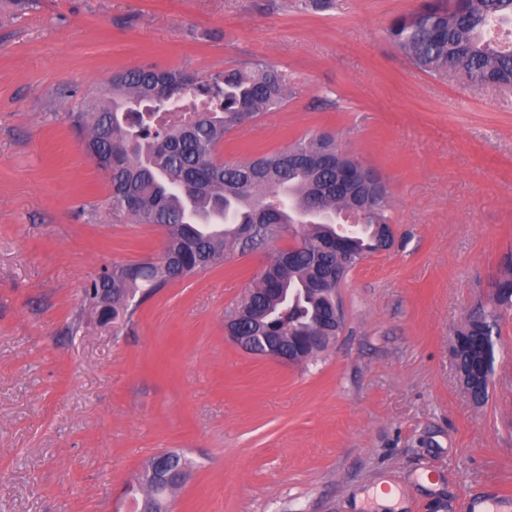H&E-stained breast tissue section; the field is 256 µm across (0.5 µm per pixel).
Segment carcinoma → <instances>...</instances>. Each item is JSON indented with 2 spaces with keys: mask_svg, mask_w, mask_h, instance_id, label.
<instances>
[{
  "mask_svg": "<svg viewBox=\"0 0 512 512\" xmlns=\"http://www.w3.org/2000/svg\"><path fill=\"white\" fill-rule=\"evenodd\" d=\"M497 23L512 25V0H424L395 18L386 36L430 75L512 90V41L504 47L489 37ZM288 85L286 72L261 61L203 79L143 66L112 74L108 94L87 96L69 113L83 152L110 165L112 213L165 231L159 260L114 264L112 273L88 279L84 307L116 328L161 288L224 260L227 249L258 250L288 232L297 246L275 253L226 329L251 354L278 342L297 364L328 348L344 324L339 288L391 228L389 187L359 159L337 156L335 139L324 134L244 162L220 159L226 135L283 107ZM342 213L355 229L346 230L338 254ZM504 266L494 308L457 331L456 366L478 406L489 397L500 310L512 309V256ZM101 288L110 289V311L99 308ZM185 466L177 454L149 462L145 470L161 471L164 483L138 478L145 505L167 509Z\"/></svg>",
  "mask_w": 512,
  "mask_h": 512,
  "instance_id": "1",
  "label": "carcinoma"
}]
</instances>
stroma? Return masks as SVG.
I'll list each match as a JSON object with an SVG mask.
<instances>
[{
	"label": "stroma",
	"mask_w": 512,
	"mask_h": 512,
	"mask_svg": "<svg viewBox=\"0 0 512 512\" xmlns=\"http://www.w3.org/2000/svg\"><path fill=\"white\" fill-rule=\"evenodd\" d=\"M421 3L0 0V512H129L166 451L193 462L170 512H377L385 480L400 512H451L512 488V310L485 405L452 353L512 252V91L415 68L386 29ZM256 60L291 92L223 160L329 133L391 193L394 246L349 273L341 332L302 365L224 329L288 235L168 284L117 332L80 295L112 263L158 257L165 233L113 217L69 113L121 70Z\"/></svg>",
	"instance_id": "35a3bbf8"
}]
</instances>
